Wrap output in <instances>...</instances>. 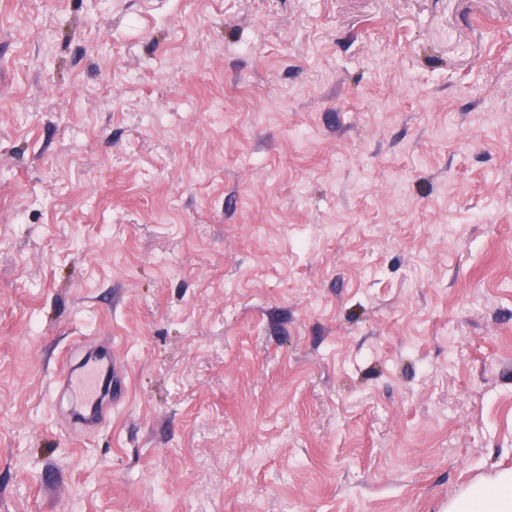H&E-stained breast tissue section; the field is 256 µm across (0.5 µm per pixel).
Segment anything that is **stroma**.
Returning <instances> with one entry per match:
<instances>
[{"mask_svg":"<svg viewBox=\"0 0 512 512\" xmlns=\"http://www.w3.org/2000/svg\"><path fill=\"white\" fill-rule=\"evenodd\" d=\"M505 468L512 0H0V512H446ZM120 372L115 360H112V351L96 353L74 364L71 357L63 361L59 378L72 401V414L76 423L82 425L93 423L97 412L101 408L105 397L120 400L123 396L122 387L119 390H101V379L104 376L114 377Z\"/></svg>","mask_w":512,"mask_h":512,"instance_id":"35a3bbf8","label":"stroma"}]
</instances>
